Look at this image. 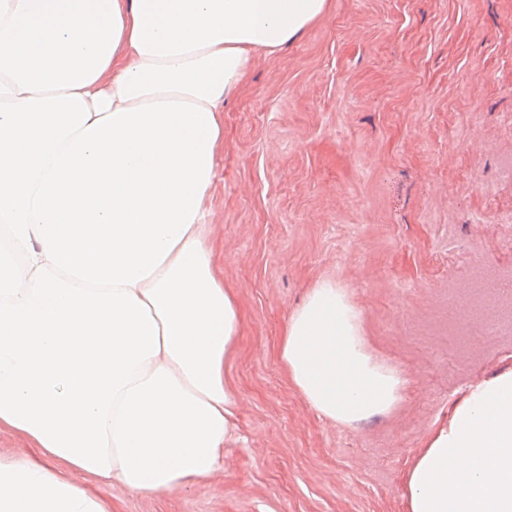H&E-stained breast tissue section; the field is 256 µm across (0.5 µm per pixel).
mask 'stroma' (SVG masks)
<instances>
[{
  "label": "stroma",
  "mask_w": 512,
  "mask_h": 512,
  "mask_svg": "<svg viewBox=\"0 0 512 512\" xmlns=\"http://www.w3.org/2000/svg\"><path fill=\"white\" fill-rule=\"evenodd\" d=\"M258 57L224 109L209 244L239 310L224 364L237 442L189 489L140 496L83 480L108 512H407V481L468 385L512 371L472 329L452 368L448 284L512 266V0H335ZM346 288L369 353L409 380L385 414L322 418L278 346L319 281Z\"/></svg>",
  "instance_id": "obj_1"
}]
</instances>
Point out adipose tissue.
Listing matches in <instances>:
<instances>
[{"mask_svg": "<svg viewBox=\"0 0 512 512\" xmlns=\"http://www.w3.org/2000/svg\"><path fill=\"white\" fill-rule=\"evenodd\" d=\"M332 0H0V512H106L93 478L178 492L224 466L238 309L206 243L224 104ZM81 253L79 267L67 264ZM323 418L408 379L323 280L278 349ZM408 512H512V371L469 386L417 455ZM0 454L21 456L38 464L45 463L38 448H29L25 438L15 432L0 433Z\"/></svg>", "mask_w": 512, "mask_h": 512, "instance_id": "adipose-tissue-1", "label": "adipose tissue"}]
</instances>
